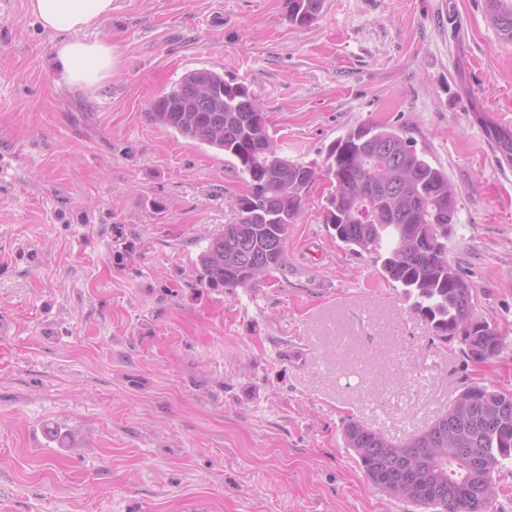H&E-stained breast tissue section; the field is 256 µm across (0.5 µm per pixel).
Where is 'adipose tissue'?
Returning <instances> with one entry per match:
<instances>
[{"instance_id": "obj_1", "label": "adipose tissue", "mask_w": 512, "mask_h": 512, "mask_svg": "<svg viewBox=\"0 0 512 512\" xmlns=\"http://www.w3.org/2000/svg\"><path fill=\"white\" fill-rule=\"evenodd\" d=\"M30 10L57 37L54 60L64 83L90 88L111 74V42L84 32L111 13L112 0H30Z\"/></svg>"}]
</instances>
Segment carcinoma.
Segmentation results:
<instances>
[{
	"label": "carcinoma",
	"mask_w": 512,
	"mask_h": 512,
	"mask_svg": "<svg viewBox=\"0 0 512 512\" xmlns=\"http://www.w3.org/2000/svg\"><path fill=\"white\" fill-rule=\"evenodd\" d=\"M499 35L512 41V0H485ZM323 0H285L294 26L311 24ZM257 99L242 83L212 69L186 73L152 104L155 124L224 154L249 191L233 201L238 219L224 225L199 257L200 281L215 288L246 287L247 263L288 271L287 241L314 182L333 185L325 221L334 237L356 254L381 263L380 275L403 288L412 309L448 342L459 338L474 363L499 356L505 341L474 313V293L460 267L448 259V231L457 194L448 173L418 153L413 141L392 128L362 124L329 144L321 164L292 161L268 131ZM471 417L451 424L431 441L416 432L395 441L351 419L346 447L377 490L423 512H476L481 487L466 457L484 458L490 472L512 458V394L488 385L466 387L445 414L466 399Z\"/></svg>",
	"instance_id": "1"
}]
</instances>
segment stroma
Wrapping results in <instances>:
<instances>
[{"instance_id": "stroma-1", "label": "stroma", "mask_w": 512, "mask_h": 512, "mask_svg": "<svg viewBox=\"0 0 512 512\" xmlns=\"http://www.w3.org/2000/svg\"><path fill=\"white\" fill-rule=\"evenodd\" d=\"M109 77L60 83L56 37L0 0V512H410L343 442L402 440L477 382L512 393V41L484 0H113L85 33ZM247 85L284 155L322 161L375 123L448 173V256L506 341L483 364L436 339L369 255L324 222L315 182L288 274L208 288L197 259L243 179L155 125L188 71ZM323 0H285L286 18L294 26L311 24L321 12Z\"/></svg>"}]
</instances>
